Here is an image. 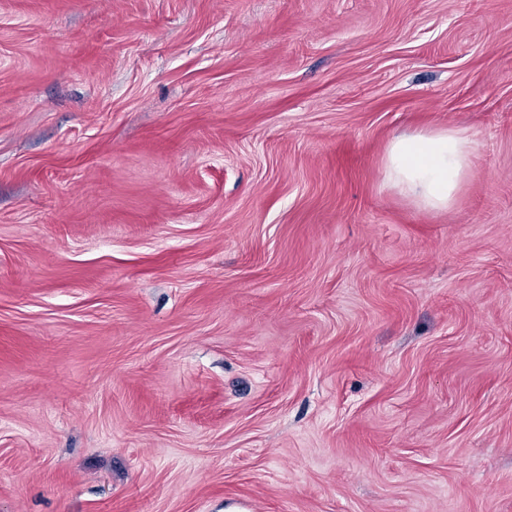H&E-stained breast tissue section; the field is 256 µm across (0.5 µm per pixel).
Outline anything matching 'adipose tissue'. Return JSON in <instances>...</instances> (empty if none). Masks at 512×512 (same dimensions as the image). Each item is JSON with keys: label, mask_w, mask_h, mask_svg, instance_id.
Instances as JSON below:
<instances>
[{"label": "adipose tissue", "mask_w": 512, "mask_h": 512, "mask_svg": "<svg viewBox=\"0 0 512 512\" xmlns=\"http://www.w3.org/2000/svg\"><path fill=\"white\" fill-rule=\"evenodd\" d=\"M474 150L455 129L396 136L384 158L385 182L425 209H448L471 172Z\"/></svg>", "instance_id": "ef3b65f1"}]
</instances>
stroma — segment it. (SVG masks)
<instances>
[{
  "instance_id": "1",
  "label": "stroma",
  "mask_w": 512,
  "mask_h": 512,
  "mask_svg": "<svg viewBox=\"0 0 512 512\" xmlns=\"http://www.w3.org/2000/svg\"><path fill=\"white\" fill-rule=\"evenodd\" d=\"M0 512H512V0H0ZM474 150V141L455 129L398 135L384 158L385 183L425 209L448 210Z\"/></svg>"
}]
</instances>
